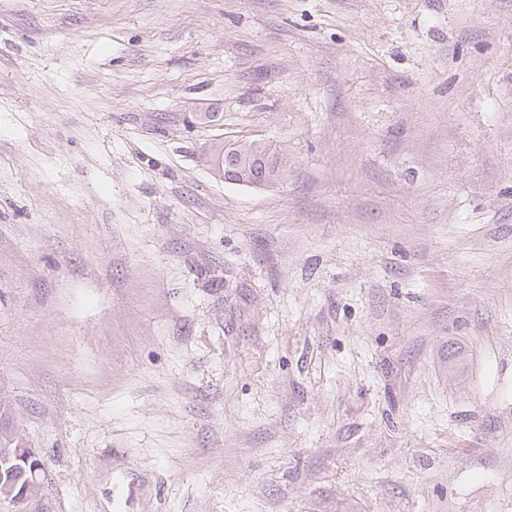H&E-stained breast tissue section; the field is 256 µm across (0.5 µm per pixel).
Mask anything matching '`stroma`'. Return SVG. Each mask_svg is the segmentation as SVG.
I'll list each match as a JSON object with an SVG mask.
<instances>
[{
	"mask_svg": "<svg viewBox=\"0 0 512 512\" xmlns=\"http://www.w3.org/2000/svg\"><path fill=\"white\" fill-rule=\"evenodd\" d=\"M0 401L27 512H512V0H0ZM209 148L221 168V178L228 183L246 187L270 186L279 182L288 170V158L277 147L266 142L223 141ZM0 487L5 484L16 485L21 492L29 478L37 471H42L38 455L25 441L19 426L14 423L10 408L0 401ZM3 448H9L4 450ZM31 449V450H30ZM31 458L28 457V454ZM37 459V461L35 459ZM35 461V462H34ZM39 472H37V476Z\"/></svg>",
	"mask_w": 512,
	"mask_h": 512,
	"instance_id": "stroma-1",
	"label": "stroma"
}]
</instances>
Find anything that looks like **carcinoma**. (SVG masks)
Masks as SVG:
<instances>
[{"label": "carcinoma", "mask_w": 512, "mask_h": 512, "mask_svg": "<svg viewBox=\"0 0 512 512\" xmlns=\"http://www.w3.org/2000/svg\"><path fill=\"white\" fill-rule=\"evenodd\" d=\"M224 181L240 186H270L288 170V158L262 141H235L210 146ZM30 446L14 423L8 405L0 402V486L12 484L22 491L32 477Z\"/></svg>", "instance_id": "1"}]
</instances>
